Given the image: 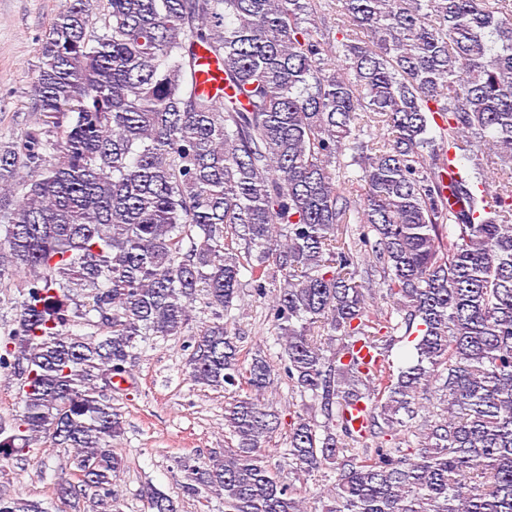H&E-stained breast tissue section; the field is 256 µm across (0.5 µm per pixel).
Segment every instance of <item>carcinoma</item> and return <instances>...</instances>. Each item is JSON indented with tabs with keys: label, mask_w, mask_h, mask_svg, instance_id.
Segmentation results:
<instances>
[{
	"label": "carcinoma",
	"mask_w": 512,
	"mask_h": 512,
	"mask_svg": "<svg viewBox=\"0 0 512 512\" xmlns=\"http://www.w3.org/2000/svg\"><path fill=\"white\" fill-rule=\"evenodd\" d=\"M336 2L334 36L305 26L328 0H107L93 38L92 0H66L46 31L30 127L0 144V282L20 279L0 370L22 404L0 458L41 437L73 449L85 479L57 484L62 504L90 493L112 512L113 377L138 336L181 334L202 296L189 378L232 394L234 444L176 464L224 512H308L266 464L281 374L323 416L295 411L288 434L291 473L334 476L321 512H512V0ZM201 49L222 107L198 88ZM373 123L387 135L361 139ZM492 155L502 188L448 177ZM243 269L272 296L277 363L242 359L224 323ZM84 289L98 332L76 337ZM379 294L393 312H372ZM398 332L417 360L395 370ZM0 512L50 509L0 494Z\"/></svg>",
	"instance_id": "1"
}]
</instances>
